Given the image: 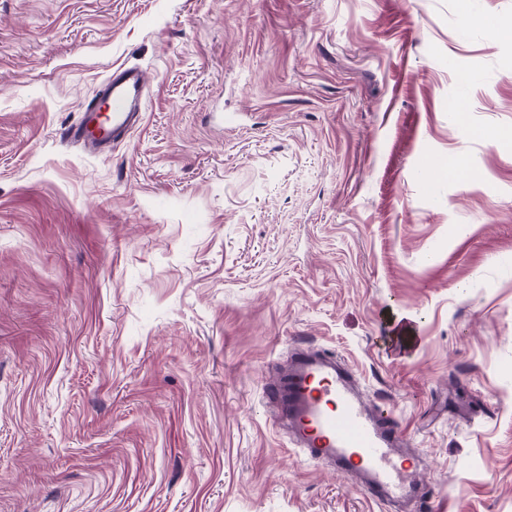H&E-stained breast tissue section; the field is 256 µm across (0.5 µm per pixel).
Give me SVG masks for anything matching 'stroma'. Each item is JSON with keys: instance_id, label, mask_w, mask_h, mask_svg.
Wrapping results in <instances>:
<instances>
[{"instance_id": "35a3bbf8", "label": "stroma", "mask_w": 512, "mask_h": 512, "mask_svg": "<svg viewBox=\"0 0 512 512\" xmlns=\"http://www.w3.org/2000/svg\"><path fill=\"white\" fill-rule=\"evenodd\" d=\"M120 64L141 127L63 141ZM473 128L512 130V0H0V512H390L274 426L299 345L421 512H512V140Z\"/></svg>"}]
</instances>
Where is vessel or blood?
Listing matches in <instances>:
<instances>
[{"label": "vessel or blood", "instance_id": "1", "mask_svg": "<svg viewBox=\"0 0 512 512\" xmlns=\"http://www.w3.org/2000/svg\"><path fill=\"white\" fill-rule=\"evenodd\" d=\"M150 81L139 68L114 67L99 98L65 129V140L95 156L108 154L141 126L139 106ZM263 391L293 448L347 477L375 502L422 503L426 489L415 477L402 431L385 408L369 403L356 388L345 358L296 348Z\"/></svg>", "mask_w": 512, "mask_h": 512}]
</instances>
